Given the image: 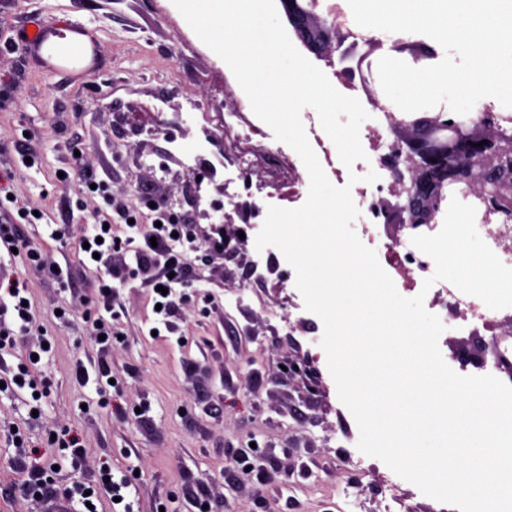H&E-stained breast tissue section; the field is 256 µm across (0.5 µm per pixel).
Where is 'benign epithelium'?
<instances>
[{"label":"benign epithelium","instance_id":"1","mask_svg":"<svg viewBox=\"0 0 512 512\" xmlns=\"http://www.w3.org/2000/svg\"><path fill=\"white\" fill-rule=\"evenodd\" d=\"M280 4L319 59L329 65L335 58L342 63L336 76L352 86L360 83L374 107L390 111L381 104L380 87L368 78L373 65L370 54L358 53V42H347L345 25L337 17L323 11L318 0H280ZM390 50L395 55L407 52L416 62L436 58L435 50L425 42L395 38ZM482 125L487 134L477 137L469 121L446 115L442 108L433 116L399 122L398 154L404 156L405 168L393 172L397 200H385L375 211L381 223H430L444 202L441 190L449 184L465 185L490 210L507 204V196H512V137L488 116ZM483 140L487 144L477 146Z\"/></svg>","mask_w":512,"mask_h":512}]
</instances>
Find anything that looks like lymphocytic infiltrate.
Here are the masks:
<instances>
[{"label": "lymphocytic infiltrate", "mask_w": 512, "mask_h": 512, "mask_svg": "<svg viewBox=\"0 0 512 512\" xmlns=\"http://www.w3.org/2000/svg\"><path fill=\"white\" fill-rule=\"evenodd\" d=\"M118 216L120 221H130L129 235H119L117 224L91 225L84 237L89 247L82 252V262L89 270L98 273L102 270L100 255L117 248L129 249V268L117 272V279L126 282L140 271H147V286L162 289L161 294L154 297L159 305L155 313L156 324L170 326L177 311V290L190 282L194 271L192 255L199 252L206 241L186 224L166 222L159 227L145 224L134 220L132 212L125 209L119 210ZM28 298L23 278L15 276L0 280V351L15 349L17 336L31 331L34 319ZM23 490L26 496L37 501L49 496L78 497L85 503L90 500L85 484L58 487L52 467L39 463L29 466Z\"/></svg>", "instance_id": "f902f5d3"}]
</instances>
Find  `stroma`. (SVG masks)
Listing matches in <instances>:
<instances>
[{
  "instance_id": "stroma-1",
  "label": "stroma",
  "mask_w": 512,
  "mask_h": 512,
  "mask_svg": "<svg viewBox=\"0 0 512 512\" xmlns=\"http://www.w3.org/2000/svg\"><path fill=\"white\" fill-rule=\"evenodd\" d=\"M39 27L89 35L95 66L80 77L47 70L24 46ZM228 89L242 98L230 68L172 0H0V174L11 176L0 220L20 225L43 256L38 265L22 254L0 258V277L25 279L36 325L14 353L0 354V377L12 376L25 350L51 344L38 365L46 397L0 391V512H42L20 493L25 475L4 437L14 428L43 461L60 463L64 484H92L111 462L130 477L134 512H198L201 503L208 512H459L359 451L358 426L320 345L322 320L306 310L283 254L255 246L265 217L247 206V189L265 184L269 168L287 171V158L249 171L230 200L224 173L208 172L224 150L223 128L207 152L197 149L185 95L201 111L224 113ZM175 137L198 163L172 153ZM77 146L80 169L71 157ZM85 171L104 179L107 193L88 192ZM117 202L142 216L165 203L202 236L229 218L247 238L196 264L193 282L178 291L173 332L151 335L153 292L143 278L128 281L115 337L101 346L88 335L89 321L105 315L99 284L78 243L85 225L112 218ZM36 211L43 219H33ZM52 224L61 237L49 236ZM258 259L268 273L247 280ZM56 265L69 269L70 285L52 275ZM291 359L305 372L284 371ZM79 361L111 367L116 385L78 382ZM60 429L81 434L84 455L47 446L46 432ZM251 441L266 459L245 477L237 451Z\"/></svg>"
}]
</instances>
